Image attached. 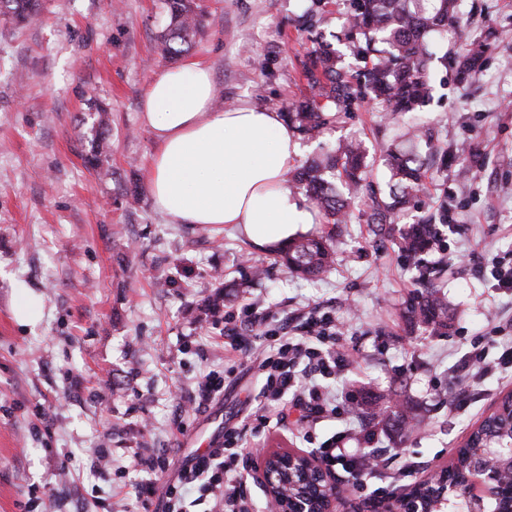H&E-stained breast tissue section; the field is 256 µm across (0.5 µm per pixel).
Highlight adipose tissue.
I'll return each instance as SVG.
<instances>
[{
  "label": "adipose tissue",
  "mask_w": 512,
  "mask_h": 512,
  "mask_svg": "<svg viewBox=\"0 0 512 512\" xmlns=\"http://www.w3.org/2000/svg\"><path fill=\"white\" fill-rule=\"evenodd\" d=\"M215 94L210 69L193 59L147 85L153 201L174 224H233L256 246L287 243L316 213L289 182L298 136L279 113L248 103L217 109Z\"/></svg>",
  "instance_id": "adipose-tissue-1"
}]
</instances>
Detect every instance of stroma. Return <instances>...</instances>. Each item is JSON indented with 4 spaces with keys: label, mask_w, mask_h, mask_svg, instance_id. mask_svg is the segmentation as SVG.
Wrapping results in <instances>:
<instances>
[{
    "label": "stroma",
    "mask_w": 512,
    "mask_h": 512,
    "mask_svg": "<svg viewBox=\"0 0 512 512\" xmlns=\"http://www.w3.org/2000/svg\"><path fill=\"white\" fill-rule=\"evenodd\" d=\"M205 33L190 51L213 73L217 106L249 101L281 111L299 92L301 61L311 41L299 30V0H202ZM466 29L437 36L441 51L487 38L483 69L460 82L441 70L429 104L385 121L365 102L340 114L301 159L339 140L365 141L373 180L380 149L423 126L448 144L466 141L479 154L467 174L431 171L420 210L448 194L451 226L437 281L448 299V333L407 331L400 311L415 289L413 273L388 237L359 217L339 229L317 222L301 236L334 232L336 265L306 280L275 265L269 250L234 225L173 224L159 213L145 182L155 150L140 120L142 92L168 69L155 56L166 25L161 0H42V15L17 27L0 20V512H19L33 488L53 487L50 512H136L129 481L136 453L163 452L175 480L185 464L220 441L225 429L249 424L255 376L226 366L224 322L260 300L273 314L305 305L329 307L359 356L331 383L337 395L366 390L409 403L419 429L386 435L361 418L364 452L385 449L408 459L412 473L388 483L364 472L350 501L365 512L379 495L413 485L423 469L447 463L490 405L512 390L491 375L475 383L463 406L451 407L453 367L487 330L490 314L512 316V292L484 273L496 254L512 251V0H459ZM111 113L108 158L87 168L93 105ZM265 270L249 284L242 256ZM252 263V264H253ZM231 289L212 315L213 276ZM37 296L41 322L19 324V285ZM226 372L224 389L205 411L181 412L168 399L177 386L194 390L201 375ZM108 448L116 468L92 463L91 449ZM71 453V478L56 469Z\"/></svg>",
    "instance_id": "35a3bbf8"
}]
</instances>
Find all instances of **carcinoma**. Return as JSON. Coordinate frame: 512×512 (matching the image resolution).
<instances>
[{
  "label": "carcinoma",
  "instance_id": "1",
  "mask_svg": "<svg viewBox=\"0 0 512 512\" xmlns=\"http://www.w3.org/2000/svg\"><path fill=\"white\" fill-rule=\"evenodd\" d=\"M344 46L341 51L312 39V48L303 62L307 94L291 102L285 118L299 135L313 140L320 136L340 112H352L361 103L377 102L388 116L420 111L431 99L438 70L430 65L434 37L448 26L461 27L456 0H344ZM169 23L156 43L162 58L174 61L189 52L204 27V11L198 0H162ZM328 0H306L302 27L313 32L325 19ZM40 0H0V17L24 24L39 15ZM486 45L480 39L465 44L453 56L440 58L443 66L453 64L459 74L477 77L483 68ZM92 123L90 150L86 164L102 167L107 157L106 133L110 113L97 109ZM471 145L449 147L428 130L417 138L393 143L384 151L382 164L387 172L385 186L369 180L368 151L361 142L342 140L326 153L305 161L294 170L290 183L309 196L334 226L349 223L350 203L366 207L365 223L377 234L391 230L402 217L410 221L398 228L399 251L411 262L414 279L428 288L414 296L404 318L410 328L441 334L448 328V302L433 285L439 265L429 255L440 241L441 228L448 226V203L433 211L414 213L415 198L427 182L428 159L448 167V160L473 156ZM274 260L288 272L307 278L329 273L336 263V250L329 234L301 236L272 251ZM357 408L379 418L383 428L402 432L420 421L404 404L385 405L367 397ZM512 440V424L507 419L474 431L466 450L458 457V467L466 470L477 446L502 448Z\"/></svg>",
  "mask_w": 512,
  "mask_h": 512
}]
</instances>
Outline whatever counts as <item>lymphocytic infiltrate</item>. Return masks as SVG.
Segmentation results:
<instances>
[{"label": "lymphocytic infiltrate", "mask_w": 512, "mask_h": 512, "mask_svg": "<svg viewBox=\"0 0 512 512\" xmlns=\"http://www.w3.org/2000/svg\"><path fill=\"white\" fill-rule=\"evenodd\" d=\"M241 325H225L224 356L248 359L258 372L256 409L251 417L256 429L276 423L287 429L289 421L301 426L300 436L312 442V425L323 421L337 422L339 429L317 448V454L328 469L342 468L352 479L353 490H362L361 472L369 459L360 450L348 449L354 440V413L351 399H338L328 385L351 361L354 349L341 343L333 313L320 305L304 306L291 320L274 323L261 302L243 307ZM501 349L498 363L512 366V319L498 317L489 322L482 343L473 344L462 366L482 369L486 363V345ZM239 429L225 430L222 441L196 456L180 471L176 481L157 488L155 474L164 472L163 457L152 452L138 455L133 465L145 472L146 480L131 484L140 512H149L154 495H161L165 512H189L190 504L205 505V512H252L237 459L242 454ZM197 489L195 501H188L189 489Z\"/></svg>", "instance_id": "lymphocytic-infiltrate-1"}]
</instances>
